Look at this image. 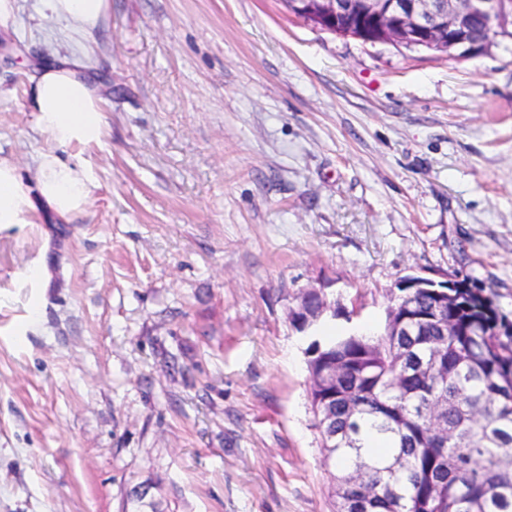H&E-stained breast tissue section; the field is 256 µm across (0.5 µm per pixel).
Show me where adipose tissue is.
<instances>
[{
  "instance_id": "1",
  "label": "adipose tissue",
  "mask_w": 512,
  "mask_h": 512,
  "mask_svg": "<svg viewBox=\"0 0 512 512\" xmlns=\"http://www.w3.org/2000/svg\"><path fill=\"white\" fill-rule=\"evenodd\" d=\"M110 0H44L47 16L64 21L73 35L86 37L110 10ZM105 99L101 87L58 57L42 66L32 88L36 128L52 144L33 159L29 176L0 158V226L31 223L38 208L62 222L87 206L92 180L81 161L62 158V149L99 142L104 134Z\"/></svg>"
}]
</instances>
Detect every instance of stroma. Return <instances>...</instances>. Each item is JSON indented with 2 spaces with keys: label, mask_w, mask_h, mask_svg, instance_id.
I'll return each instance as SVG.
<instances>
[{
  "label": "stroma",
  "mask_w": 512,
  "mask_h": 512,
  "mask_svg": "<svg viewBox=\"0 0 512 512\" xmlns=\"http://www.w3.org/2000/svg\"><path fill=\"white\" fill-rule=\"evenodd\" d=\"M75 50L41 0L0 32V158L47 147L31 89ZM71 223L0 229V512H334L302 294L385 320L403 275L512 311V36L451 57L282 0H112ZM43 269V279L31 273Z\"/></svg>",
  "instance_id": "obj_1"
}]
</instances>
